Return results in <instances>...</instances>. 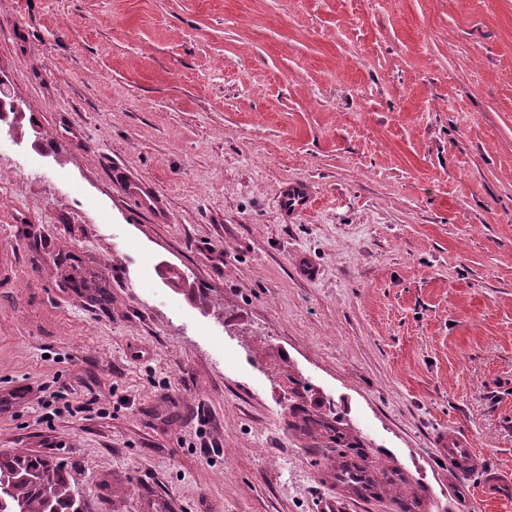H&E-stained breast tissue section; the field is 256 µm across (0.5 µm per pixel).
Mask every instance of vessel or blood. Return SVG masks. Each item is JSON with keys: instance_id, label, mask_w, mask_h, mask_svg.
<instances>
[{"instance_id": "vessel-or-blood-1", "label": "vessel or blood", "mask_w": 512, "mask_h": 512, "mask_svg": "<svg viewBox=\"0 0 512 512\" xmlns=\"http://www.w3.org/2000/svg\"><path fill=\"white\" fill-rule=\"evenodd\" d=\"M312 203L311 189L304 182L290 184L280 200L282 210L291 215L308 211ZM435 446L450 474L478 475L486 500L498 501L512 494V473L488 467L468 435L455 430L445 431L436 437ZM323 478L332 493L321 501L320 512H352L359 505L357 482L367 480L376 484L380 481L378 475L369 472L350 475L331 468L324 471Z\"/></svg>"}]
</instances>
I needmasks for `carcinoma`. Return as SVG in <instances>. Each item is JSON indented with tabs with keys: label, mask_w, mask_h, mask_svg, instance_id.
Here are the masks:
<instances>
[{
	"label": "carcinoma",
	"mask_w": 512,
	"mask_h": 512,
	"mask_svg": "<svg viewBox=\"0 0 512 512\" xmlns=\"http://www.w3.org/2000/svg\"><path fill=\"white\" fill-rule=\"evenodd\" d=\"M0 512H84L67 472L52 460L0 453Z\"/></svg>",
	"instance_id": "obj_1"
}]
</instances>
